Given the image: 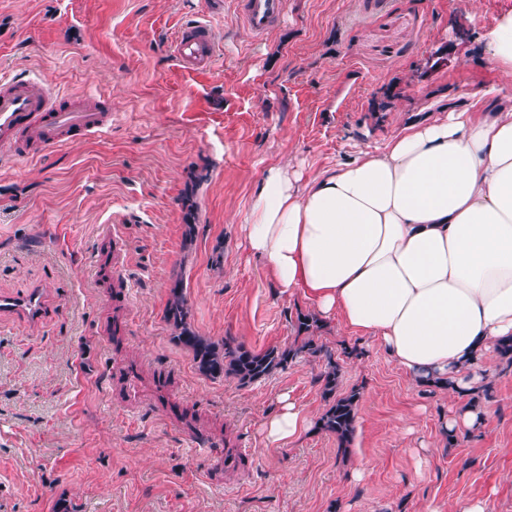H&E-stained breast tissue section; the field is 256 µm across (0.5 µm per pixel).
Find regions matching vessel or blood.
Instances as JSON below:
<instances>
[{
    "instance_id": "1",
    "label": "vessel or blood",
    "mask_w": 512,
    "mask_h": 512,
    "mask_svg": "<svg viewBox=\"0 0 512 512\" xmlns=\"http://www.w3.org/2000/svg\"><path fill=\"white\" fill-rule=\"evenodd\" d=\"M286 0H236V10L255 33L267 34L282 17ZM169 50L184 71L200 73L212 67L218 45L208 17L183 23L174 32ZM112 125V114L102 98L65 95L46 81L34 77L0 78V150L20 158L44 152L87 137L102 136ZM23 312L39 319L43 297L33 292L23 298L0 297V308Z\"/></svg>"
}]
</instances>
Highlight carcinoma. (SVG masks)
Segmentation results:
<instances>
[{
	"mask_svg": "<svg viewBox=\"0 0 512 512\" xmlns=\"http://www.w3.org/2000/svg\"><path fill=\"white\" fill-rule=\"evenodd\" d=\"M188 308L181 292L172 289V299L166 306V318L178 330L175 340L192 355L197 369L204 375L219 378L232 377L240 385L264 379L307 354L315 356L324 351L315 341L321 329L319 319L313 315L297 318V333L301 344L284 349L272 347L254 352L236 345L229 339L214 341L194 331L187 322ZM321 395L326 408L319 419V428L336 437L338 450L346 452L354 436L360 393L356 389H341L340 367L328 363L327 370L319 376Z\"/></svg>",
	"mask_w": 512,
	"mask_h": 512,
	"instance_id": "1",
	"label": "carcinoma"
}]
</instances>
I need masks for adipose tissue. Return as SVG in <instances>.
<instances>
[{"label": "adipose tissue", "mask_w": 512, "mask_h": 512, "mask_svg": "<svg viewBox=\"0 0 512 512\" xmlns=\"http://www.w3.org/2000/svg\"><path fill=\"white\" fill-rule=\"evenodd\" d=\"M440 111L306 181L269 167L244 230L281 292L375 339L413 383L466 398L512 341V99ZM312 425L284 394L264 431L277 444Z\"/></svg>", "instance_id": "adipose-tissue-1"}]
</instances>
